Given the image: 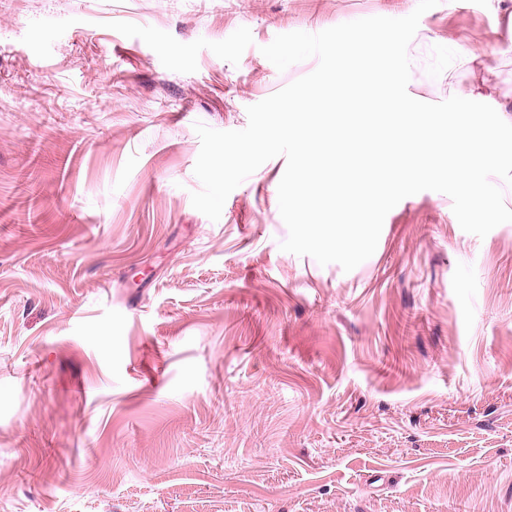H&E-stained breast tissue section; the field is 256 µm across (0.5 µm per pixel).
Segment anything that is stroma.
Returning a JSON list of instances; mask_svg holds the SVG:
<instances>
[{
    "label": "stroma",
    "mask_w": 512,
    "mask_h": 512,
    "mask_svg": "<svg viewBox=\"0 0 512 512\" xmlns=\"http://www.w3.org/2000/svg\"><path fill=\"white\" fill-rule=\"evenodd\" d=\"M399 14L451 124L485 0H0V512H512V222L423 191L354 270L279 247L285 157L196 210L222 131L313 72L261 49Z\"/></svg>",
    "instance_id": "stroma-1"
}]
</instances>
